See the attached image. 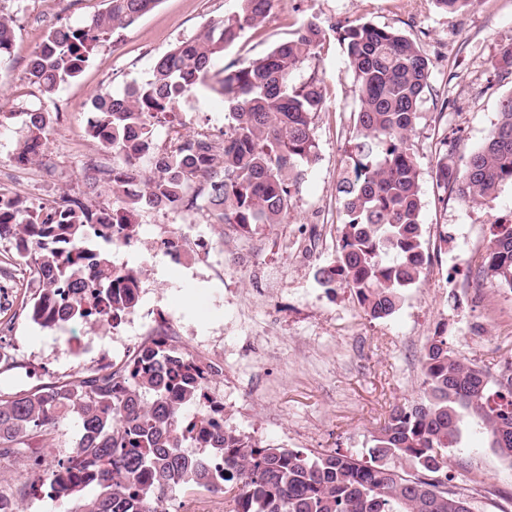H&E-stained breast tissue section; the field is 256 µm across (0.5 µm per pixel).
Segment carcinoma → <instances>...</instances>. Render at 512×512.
<instances>
[{
	"instance_id": "obj_1",
	"label": "carcinoma",
	"mask_w": 512,
	"mask_h": 512,
	"mask_svg": "<svg viewBox=\"0 0 512 512\" xmlns=\"http://www.w3.org/2000/svg\"><path fill=\"white\" fill-rule=\"evenodd\" d=\"M81 26L59 25L33 51L26 78L52 96L88 65L102 37L134 24L160 0H104ZM240 11L180 40L143 82L120 96L99 94L89 135L112 154V170L49 209L19 198L0 200V241L14 253L0 258V274L24 264L25 288L6 336L23 316L42 328L71 322L117 328L140 301L143 271L113 269L112 239L88 244L97 213L86 200L102 188L112 194L115 232L126 241L138 225L124 214L147 204L172 211H204L217 224L243 232L255 224H282L293 193L318 160L313 121L323 105L319 80L294 74L323 40L315 23L241 66L216 67L224 50L262 22L271 0H240ZM14 17L0 5V61L9 57ZM346 71L358 100L356 135L345 150L338 193L344 213L336 260L319 271L320 284L340 283L376 320L392 315L429 262L422 242L419 172L408 144L429 90L430 61L397 30L355 21L343 26ZM494 69L512 73V42L499 47ZM224 102L222 134H185L153 153L158 129L172 128L177 103L194 89ZM21 120L16 159L43 153L53 123L42 108L1 112L0 129ZM436 183L464 203L495 198L512 182V95L502 99L484 143L455 158L443 143ZM138 178L141 189H129ZM90 245L86 251L80 247ZM477 275L512 288V225L500 224ZM424 396L394 407L368 457L340 451L305 453L262 446L228 429L203 402L205 369L162 341L106 373L0 390V474L46 440L57 449L40 484L18 474L0 478L13 505L46 486L62 512H158L164 499L189 488L233 491L231 512H473L469 495L448 489V449L457 442L462 412L476 414L498 453L512 460V359L491 374L432 337L422 358ZM194 406V421L184 410ZM77 418L72 443L59 439L61 422ZM186 448H206L190 454ZM407 458L409 470L390 460ZM97 493L83 498L87 486Z\"/></svg>"
}]
</instances>
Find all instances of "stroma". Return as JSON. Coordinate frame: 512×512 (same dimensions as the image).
I'll return each instance as SVG.
<instances>
[{
	"mask_svg": "<svg viewBox=\"0 0 512 512\" xmlns=\"http://www.w3.org/2000/svg\"><path fill=\"white\" fill-rule=\"evenodd\" d=\"M101 0H23L15 16L10 57L0 63V112L40 106L58 113L47 140L51 170L16 168L19 135L0 132V172L27 205L51 202L82 188L80 156L99 148L88 134L91 101L146 80L157 58L177 41L235 14L239 0H160L132 26L102 41L91 63L53 97L28 84L31 53L47 34L35 18L52 13L57 23L82 25ZM369 21L400 30L430 60V88L411 136L424 208L422 238L431 262L408 288L390 317L373 320L347 288L322 287L320 267L331 264L344 220L336 184L348 140L356 133L358 101L345 69L339 28ZM325 38L295 74L316 77L324 104L314 121L318 159L307 171L282 224H257L243 234L233 226L197 217L196 240L179 260L148 251L155 237L151 214L142 211L138 236L125 252L145 266L141 308L174 319L188 354L214 369L224 389L226 427L257 441L306 452H364L393 406L424 391L422 354L434 335L479 365L512 356V290L477 277L495 225L512 222V184L494 200L465 204L445 196L434 172L443 138L458 154L479 148L512 94V75L499 78L491 60L512 41V0H475L451 14L438 0H272L265 22L224 52L225 64L257 58L293 38L307 22ZM185 132L202 123L224 126V106L201 91L179 105ZM13 320L4 343L12 360L0 362V387L20 390L34 380L73 379L93 370L100 352L113 364L128 355L139 328L75 322L44 329ZM450 489L469 494L473 512H498L486 493L512 494V463L493 448L480 419L464 414L459 443L450 454ZM223 493L189 489L162 503L160 512H230Z\"/></svg>",
	"mask_w": 512,
	"mask_h": 512,
	"instance_id": "obj_1",
	"label": "stroma"
}]
</instances>
